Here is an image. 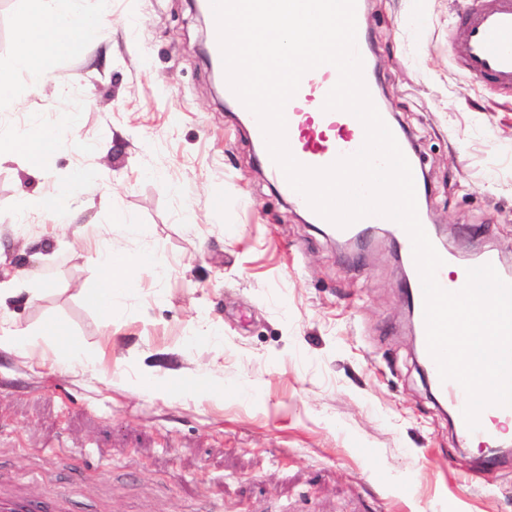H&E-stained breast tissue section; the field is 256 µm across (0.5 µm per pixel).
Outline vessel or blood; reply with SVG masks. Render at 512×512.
<instances>
[{"instance_id": "b4317fda", "label": "vessel or blood", "mask_w": 512, "mask_h": 512, "mask_svg": "<svg viewBox=\"0 0 512 512\" xmlns=\"http://www.w3.org/2000/svg\"><path fill=\"white\" fill-rule=\"evenodd\" d=\"M465 38L454 45L453 53L473 76L496 87L512 89V0H479L463 16ZM338 80L337 69L329 64L306 72L296 95L286 104V138L292 155L310 167H325L339 157L357 152L364 143L365 129L353 115L344 111H324L323 104ZM436 393L455 412L466 404L463 388L453 380H441L429 352H422ZM512 418V407L490 406L480 414V426L469 430L459 423L462 441L486 445L483 467L495 466L497 455L488 447L497 434L492 419Z\"/></svg>"}]
</instances>
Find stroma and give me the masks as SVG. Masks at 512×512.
<instances>
[{
	"instance_id": "35a3bbf8",
	"label": "stroma",
	"mask_w": 512,
	"mask_h": 512,
	"mask_svg": "<svg viewBox=\"0 0 512 512\" xmlns=\"http://www.w3.org/2000/svg\"><path fill=\"white\" fill-rule=\"evenodd\" d=\"M471 5L365 0L381 104L420 152L459 269L512 263V89L451 52ZM206 40L190 0H112L95 39L0 101V142L58 134L37 171L0 165V275L37 291L12 321L60 323L85 353L60 370L47 346L0 352V495L60 493L70 512H512V455L479 468L418 369L398 243L342 247L302 216L226 110ZM64 188L71 223L22 219L23 197ZM104 245L167 265L137 273L108 328L84 300Z\"/></svg>"
}]
</instances>
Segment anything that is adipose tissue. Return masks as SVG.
<instances>
[{"label":"adipose tissue","mask_w":512,"mask_h":512,"mask_svg":"<svg viewBox=\"0 0 512 512\" xmlns=\"http://www.w3.org/2000/svg\"><path fill=\"white\" fill-rule=\"evenodd\" d=\"M31 8L16 23V50L7 64V74L0 75V98L22 101L29 93L28 86L10 81L12 71L43 74L49 61L73 52L95 29L100 18L109 13L108 0H100L97 15L83 14L79 0H30ZM55 138L29 132L15 135L7 149H0V163L11 161L26 169H36L54 150ZM100 278L87 297L88 305L99 315L103 325H111L113 299L126 288L141 261L134 256H121L110 248L98 252ZM15 278H0V351L28 353L40 345L54 342L58 360L81 359L82 350L73 348L65 339L64 330L54 323L32 331L16 327L8 309L10 301L21 296Z\"/></svg>","instance_id":"1"}]
</instances>
